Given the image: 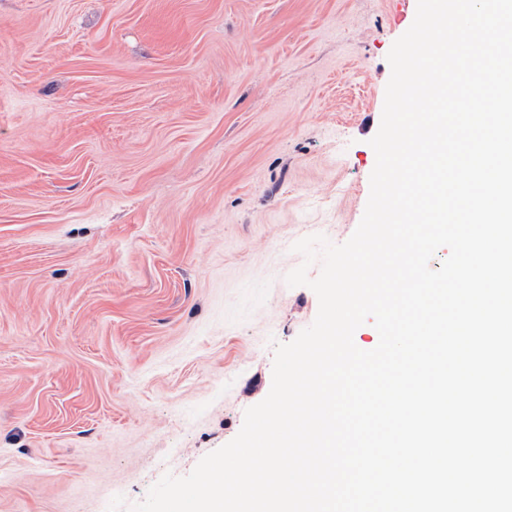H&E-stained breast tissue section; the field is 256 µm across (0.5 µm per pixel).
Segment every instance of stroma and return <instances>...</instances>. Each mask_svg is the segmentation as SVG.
Wrapping results in <instances>:
<instances>
[{"mask_svg": "<svg viewBox=\"0 0 512 512\" xmlns=\"http://www.w3.org/2000/svg\"><path fill=\"white\" fill-rule=\"evenodd\" d=\"M417 0H0V512H128L240 431L370 193Z\"/></svg>", "mask_w": 512, "mask_h": 512, "instance_id": "obj_1", "label": "stroma"}]
</instances>
